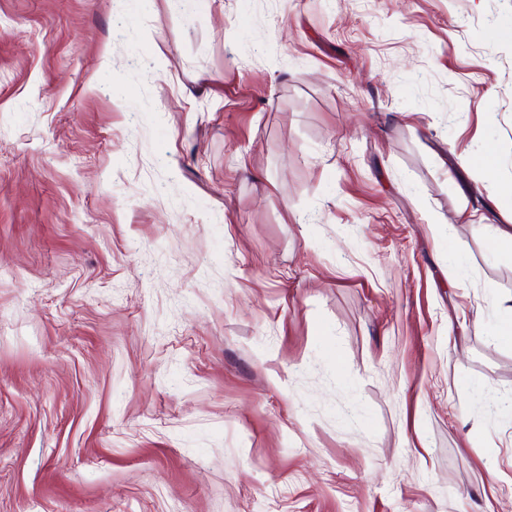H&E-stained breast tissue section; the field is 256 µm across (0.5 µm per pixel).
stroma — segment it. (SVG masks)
<instances>
[{"instance_id":"obj_1","label":"stroma","mask_w":512,"mask_h":512,"mask_svg":"<svg viewBox=\"0 0 512 512\" xmlns=\"http://www.w3.org/2000/svg\"><path fill=\"white\" fill-rule=\"evenodd\" d=\"M511 180L512 0H0V512H512Z\"/></svg>"}]
</instances>
